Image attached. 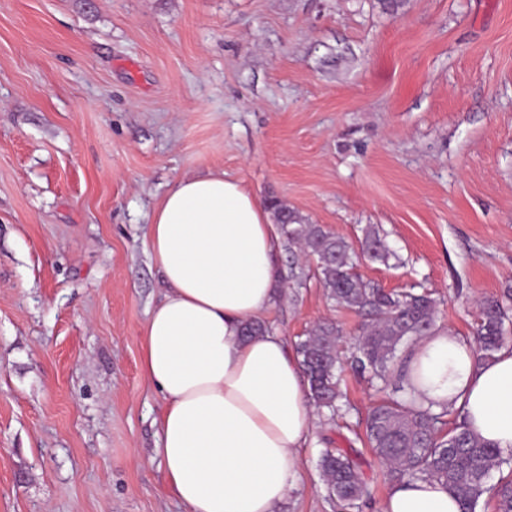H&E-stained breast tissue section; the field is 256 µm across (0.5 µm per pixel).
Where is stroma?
<instances>
[{
  "label": "stroma",
  "instance_id": "stroma-1",
  "mask_svg": "<svg viewBox=\"0 0 512 512\" xmlns=\"http://www.w3.org/2000/svg\"><path fill=\"white\" fill-rule=\"evenodd\" d=\"M223 171L352 246L385 290L432 292L471 339L512 283V0H0V512H184L141 371L162 299L148 223L177 179ZM288 346L362 319L282 268ZM317 416L278 512H339L318 459L358 452L362 512L397 477L364 441L379 393ZM362 250L365 256L372 261L386 263L391 256L385 242L373 229H368L365 232L364 240L362 242Z\"/></svg>",
  "mask_w": 512,
  "mask_h": 512
}]
</instances>
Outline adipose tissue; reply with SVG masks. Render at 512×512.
Segmentation results:
<instances>
[{"instance_id": "ef3b65f1", "label": "adipose tissue", "mask_w": 512, "mask_h": 512, "mask_svg": "<svg viewBox=\"0 0 512 512\" xmlns=\"http://www.w3.org/2000/svg\"><path fill=\"white\" fill-rule=\"evenodd\" d=\"M150 257L165 284L143 332L142 371L163 397L157 454L185 512H277L314 431L303 368L277 330L244 337L275 297L271 214L221 171L176 180L154 209ZM417 405L461 410L466 426L512 449V346L477 361L448 328L406 363ZM380 512H460L442 483L402 480Z\"/></svg>"}]
</instances>
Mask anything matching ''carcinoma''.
I'll use <instances>...</instances> for the list:
<instances>
[{
	"instance_id": "cac0c4a2",
	"label": "carcinoma",
	"mask_w": 512,
	"mask_h": 512,
	"mask_svg": "<svg viewBox=\"0 0 512 512\" xmlns=\"http://www.w3.org/2000/svg\"><path fill=\"white\" fill-rule=\"evenodd\" d=\"M266 204L280 223L288 245L303 247L311 261L308 273L334 305L365 317L354 355L355 367L371 374L385 396L374 404L365 423V437L374 455L399 479H435L454 493L461 512H476L482 497L493 494L495 512H512V476L491 486V471L512 468V451L495 448L470 432L464 424L444 430L445 417L430 407L409 401L404 368L410 346L436 329L437 302L431 293L388 292L353 272L357 255L343 237L321 224H312L298 211L271 197ZM362 250L372 261L385 263L390 252L379 234L365 232ZM474 332L477 353L486 361L512 338V285L479 304ZM342 328L331 320L317 324L296 345L309 386V400L334 418L342 407L339 343ZM319 470L328 498L349 512L363 495L359 465L343 448H326Z\"/></svg>"
}]
</instances>
